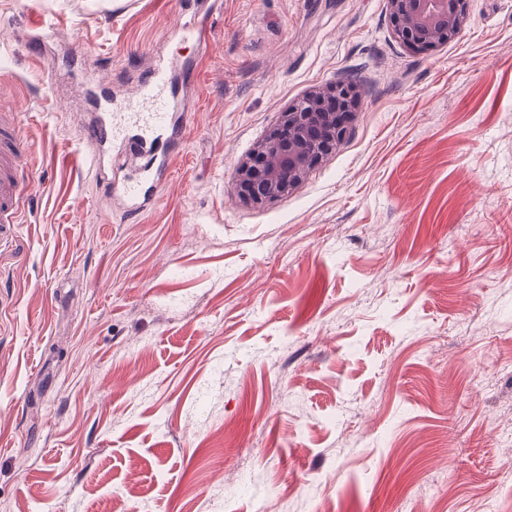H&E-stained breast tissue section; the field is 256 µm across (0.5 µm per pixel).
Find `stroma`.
<instances>
[{"label": "stroma", "mask_w": 512, "mask_h": 512, "mask_svg": "<svg viewBox=\"0 0 512 512\" xmlns=\"http://www.w3.org/2000/svg\"><path fill=\"white\" fill-rule=\"evenodd\" d=\"M206 12L209 53L175 30ZM194 71L159 201L96 188L79 86ZM37 177L0 226V512H484L512 485V0L415 53L386 0H0ZM293 194L234 170L315 86ZM361 104L355 85L338 83L313 88L289 105L238 162L240 203L262 208L292 194L350 133Z\"/></svg>", "instance_id": "stroma-1"}]
</instances>
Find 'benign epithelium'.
<instances>
[{
	"label": "benign epithelium",
	"mask_w": 512,
	"mask_h": 512,
	"mask_svg": "<svg viewBox=\"0 0 512 512\" xmlns=\"http://www.w3.org/2000/svg\"><path fill=\"white\" fill-rule=\"evenodd\" d=\"M470 0H387L393 33L406 48L433 49L459 34ZM353 84L316 87L280 113L234 172L237 198L262 208L292 194L350 133L360 113Z\"/></svg>",
	"instance_id": "benign-epithelium-1"
}]
</instances>
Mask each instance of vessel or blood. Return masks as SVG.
Returning <instances> with one entry per match:
<instances>
[{
  "label": "vessel or blood",
  "instance_id": "vessel-or-blood-1",
  "mask_svg": "<svg viewBox=\"0 0 512 512\" xmlns=\"http://www.w3.org/2000/svg\"><path fill=\"white\" fill-rule=\"evenodd\" d=\"M180 30L201 50L210 45L206 17L181 23ZM183 64L169 62L150 70L139 94L122 113H104L83 133L86 146L113 150L131 158L138 174L123 182L118 192L124 200V215L141 214L158 199L161 185L169 178L189 114L175 81ZM29 145L22 135L21 117L10 107H0V224H17L23 212L20 178L25 171Z\"/></svg>",
  "mask_w": 512,
  "mask_h": 512
}]
</instances>
